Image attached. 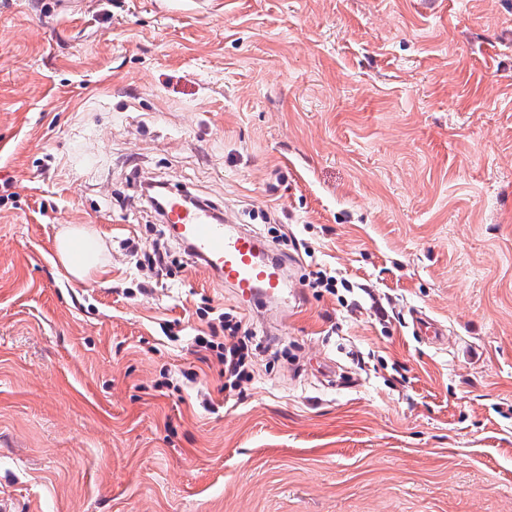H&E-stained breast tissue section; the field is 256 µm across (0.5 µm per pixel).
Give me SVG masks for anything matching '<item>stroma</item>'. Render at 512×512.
<instances>
[{"instance_id":"1","label":"stroma","mask_w":512,"mask_h":512,"mask_svg":"<svg viewBox=\"0 0 512 512\" xmlns=\"http://www.w3.org/2000/svg\"><path fill=\"white\" fill-rule=\"evenodd\" d=\"M148 179L277 219L299 307L189 261L140 294ZM208 307L269 343L232 396ZM0 499L512 512V0H0ZM56 252L65 271L80 282L106 272L103 263L104 244L89 226H67L61 229Z\"/></svg>"}]
</instances>
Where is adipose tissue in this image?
<instances>
[{"label":"adipose tissue","mask_w":512,"mask_h":512,"mask_svg":"<svg viewBox=\"0 0 512 512\" xmlns=\"http://www.w3.org/2000/svg\"><path fill=\"white\" fill-rule=\"evenodd\" d=\"M58 259L65 271L78 281L105 273V247L100 237L87 226L61 229L56 242Z\"/></svg>","instance_id":"adipose-tissue-1"}]
</instances>
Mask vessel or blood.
Returning <instances> with one entry per match:
<instances>
[{"label": "vessel or blood", "instance_id": "b4317fda", "mask_svg": "<svg viewBox=\"0 0 512 512\" xmlns=\"http://www.w3.org/2000/svg\"><path fill=\"white\" fill-rule=\"evenodd\" d=\"M163 219L195 261L205 266L240 302L282 301L286 265L264 243L241 226L218 222L211 205L186 206L181 196L170 195Z\"/></svg>", "mask_w": 512, "mask_h": 512}]
</instances>
